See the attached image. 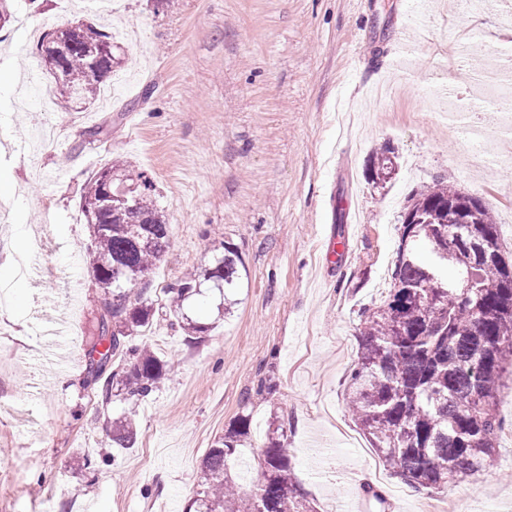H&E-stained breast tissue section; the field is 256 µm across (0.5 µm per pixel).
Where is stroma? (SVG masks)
<instances>
[{
  "label": "stroma",
  "mask_w": 512,
  "mask_h": 512,
  "mask_svg": "<svg viewBox=\"0 0 512 512\" xmlns=\"http://www.w3.org/2000/svg\"><path fill=\"white\" fill-rule=\"evenodd\" d=\"M9 0L0 28V258L31 267L0 283V512H186L199 463L239 414L251 434L231 468L242 497L281 418L293 476L315 512H512V374L494 469L416 492L381 470L344 404L358 312L384 299L412 190L444 179L480 197L512 258V137L489 122L477 82L490 55L512 66V0L476 12L455 0ZM127 30V61L92 105L69 107L27 70L53 29ZM478 68L455 66L450 38ZM457 95L438 108L447 85ZM97 138H90V130ZM394 148L386 188L371 152ZM145 172L169 222L148 295L219 245L246 268L237 304L198 340L167 317L143 339L172 368L143 400L84 390L85 343L104 291L82 261L83 185L108 160ZM343 241L329 267L324 240ZM137 425L131 448L112 424ZM93 468H86V461Z\"/></svg>",
  "instance_id": "1"
}]
</instances>
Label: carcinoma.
Listing matches in <instances>:
<instances>
[{"instance_id":"cac0c4a2","label":"carcinoma","mask_w":512,"mask_h":512,"mask_svg":"<svg viewBox=\"0 0 512 512\" xmlns=\"http://www.w3.org/2000/svg\"><path fill=\"white\" fill-rule=\"evenodd\" d=\"M112 37L92 23L60 29L42 52L56 94L83 104L96 100L100 80L122 65ZM396 156L381 147L370 158L375 185L390 182ZM143 173L109 163L81 193L90 238L86 263L105 289L85 349L83 383L108 401L116 388L144 399L171 376V366L134 337L166 309L189 336L214 328L188 314L193 301L219 300L229 313L241 285L238 253L223 248L209 266L194 268L162 290L165 303L146 295V283L169 245V224ZM359 348L345 401L385 467L407 486L442 492L477 477L493 463L503 422L495 410L512 369V261L500 247L498 224L477 197L443 180L415 191L400 227L387 296L361 309ZM129 446L136 423L116 425ZM250 437L249 416L218 437L199 464L189 512H226L239 497L226 477ZM262 480L246 512H313L292 477L283 422L274 419L258 455Z\"/></svg>"}]
</instances>
